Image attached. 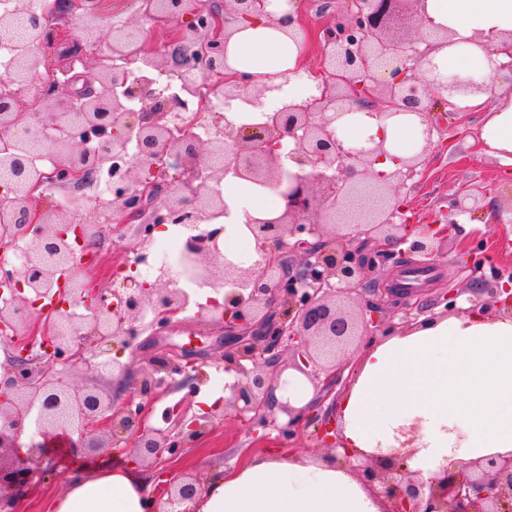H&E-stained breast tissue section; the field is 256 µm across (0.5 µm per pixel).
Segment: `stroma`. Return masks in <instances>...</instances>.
Instances as JSON below:
<instances>
[{
    "label": "stroma",
    "instance_id": "obj_1",
    "mask_svg": "<svg viewBox=\"0 0 512 512\" xmlns=\"http://www.w3.org/2000/svg\"><path fill=\"white\" fill-rule=\"evenodd\" d=\"M478 124L468 119L458 127H443L435 135V146L429 152L425 170L421 176L401 185L397 193L407 202L411 219L418 224H432L444 218L450 200L455 195L480 192L484 195L485 208L477 212L469 223L453 225L443 255L431 272L439 287L465 288L471 276L468 265L459 259L463 245H470L483 265L485 275L497 272L512 274V176L505 174L494 161L481 155L477 145ZM69 196L76 203L70 209L73 220L79 224L97 227L96 256L82 268L81 275L97 287L113 286L112 270L134 260L137 253H145L147 259H155L162 250L174 251L175 234L153 239L148 248H141L138 223L127 224L124 234L111 229L112 207L110 194L97 188L69 189ZM224 332L220 325L194 312H187L179 331L163 332L156 346H141L135 351L136 359L130 364L127 375L97 373L79 370L68 375L69 383L80 386H96L106 396L120 402L128 398L135 388L140 370L139 358L155 354L157 348L173 343L190 347L197 353V373L193 375L194 390L171 388L162 402L149 410L147 425L162 426V410L187 395L196 397L223 396L224 349L221 339ZM24 437L27 442H41L47 461L44 472L24 492L18 504L19 512H46L48 500L61 495L70 480L78 475L103 467L117 468L128 464L125 453L113 450L97 452L70 450L64 437L39 438L35 424H28ZM252 445L243 422L227 417L216 421L204 444L187 448L175 457L163 458L156 465L144 467L142 474L147 488H154L158 473L177 479L190 474L208 483L217 469L234 470L252 456Z\"/></svg>",
    "mask_w": 512,
    "mask_h": 512
}]
</instances>
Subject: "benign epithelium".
Instances as JSON below:
<instances>
[{"mask_svg":"<svg viewBox=\"0 0 512 512\" xmlns=\"http://www.w3.org/2000/svg\"><path fill=\"white\" fill-rule=\"evenodd\" d=\"M81 19L95 66L86 67L85 91L73 95L69 82L42 83L29 90L39 59L68 39L38 19L31 42L13 59V76L0 81V159L12 158L18 179L0 193V215L15 223L0 229V281L10 296L0 295V338L14 342L7 364L0 366V512H16L20 488L35 471L31 461L41 454L33 445L18 451L17 441L37 412L35 424L44 437L59 433L78 437L77 447L92 451L115 448L133 439L131 462L149 464L171 456L204 438L214 421L232 410L249 433L266 437L278 432L291 441L306 417L320 420L321 445L332 458L352 467L359 480L384 504V512H512V454H492L444 467L423 482L407 465L414 453L417 427L408 430V446L399 455L351 452L341 448L331 409L315 408L342 385L349 347L366 336H388L418 323L424 307L455 309L458 294L436 289L427 305L413 300L416 289L391 283L372 287L378 268L395 259L408 269L433 268L449 225L429 224L413 234L406 206L392 183L417 174L433 144L441 120H460L459 110L443 92L489 95L496 82L466 84L454 79L437 87L423 66L448 45L445 34L426 27L424 0H347L346 12L321 28L323 47L319 95L284 103L263 112L256 124H237L228 117L236 101L255 107L282 85L252 77L226 75L227 46L233 31L228 18H268L271 0H226L224 12L200 18V0H146L141 15L173 28L167 46L189 43L198 48L196 62L183 71L173 54L132 53L121 36L139 32L128 22L108 25L100 0H66ZM27 0H14L13 11L0 14V42L13 19L27 14ZM175 72L180 94L157 89L154 78L136 73ZM217 92L224 110L195 99L198 84ZM411 108L430 119L419 152L386 174L373 165L387 155L385 140L370 137L352 145L337 131L336 121L361 112L368 117H396ZM204 120L205 135L192 132ZM56 135L37 143L33 132ZM54 161L55 174L39 171L31 182L25 170L37 169V147ZM291 160L300 172L288 171ZM124 162L119 185L112 191L113 221L127 224L147 213L139 229L148 242L163 224H182L191 231L186 251L195 278L222 299L201 307L224 328V371L236 380L224 386V405L203 416L188 417L184 397L162 412L167 427L146 425V412L167 386L185 387L193 380L196 353L184 348L170 359L144 360L137 390L119 404L102 392L65 381L83 367L98 372H126L116 361H96L116 345L129 347L158 329L177 327L192 300L171 287L165 272L154 282L123 279L122 287L104 291L72 272L75 245L93 246L95 225L74 224L69 211L58 210L52 224L41 221L34 193L47 181L79 186L90 174ZM273 188L281 211L270 219L251 218L247 227L263 252V260L247 265L224 260V225L211 220L226 214L222 194L211 188L228 172ZM482 209L477 194L452 198L455 215ZM22 256L17 264L9 255ZM471 311L494 308L512 315V278L475 276L469 280ZM490 295V300L482 296ZM295 369L316 390V398L296 410L278 404L272 391L282 374ZM288 421L279 420V413ZM200 492L192 476L159 484L153 501L166 499L167 510L190 512Z\"/></svg>","mask_w":512,"mask_h":512,"instance_id":"benign-epithelium-1","label":"benign epithelium"}]
</instances>
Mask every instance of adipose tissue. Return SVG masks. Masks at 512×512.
Wrapping results in <instances>:
<instances>
[{
    "label": "adipose tissue",
    "mask_w": 512,
    "mask_h": 512,
    "mask_svg": "<svg viewBox=\"0 0 512 512\" xmlns=\"http://www.w3.org/2000/svg\"><path fill=\"white\" fill-rule=\"evenodd\" d=\"M428 27L447 32L448 45L426 68L428 79L456 75L487 82L512 59V0H425ZM286 24L259 16L240 24L228 43L231 68L272 74L282 83L272 103L296 101L313 88L303 63V38ZM497 53H489V45ZM457 108L475 115L483 154L512 167V89L495 96L455 95ZM337 126L349 141L385 136L387 157L376 171L420 148L424 127L416 115L390 119L350 114ZM220 191L227 206L224 253L248 264L261 260L248 217L273 218L279 198L268 187L234 174ZM345 447L371 452L398 448L399 430L419 424L418 451L408 462L420 479L446 463L512 452V316L462 314L438 318L403 334L367 343L354 362L353 383L336 401ZM142 481L115 469L75 477L51 504L53 512H149ZM195 512H380L372 494L348 468L332 460L281 453L252 456L239 470L216 472L193 504Z\"/></svg>",
    "instance_id": "1"
}]
</instances>
